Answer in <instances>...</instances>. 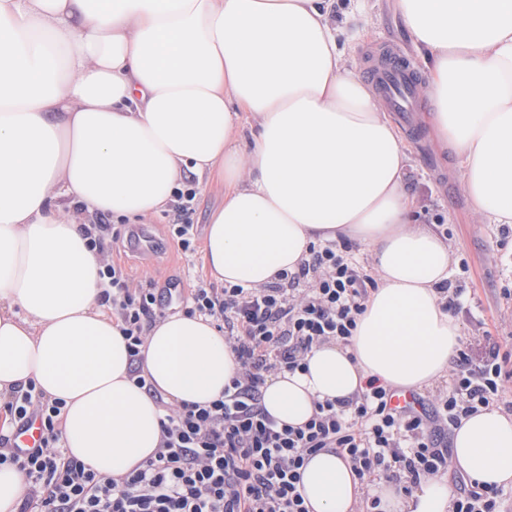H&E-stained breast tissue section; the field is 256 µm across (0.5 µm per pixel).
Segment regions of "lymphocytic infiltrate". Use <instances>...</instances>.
Masks as SVG:
<instances>
[{"instance_id":"1","label":"lymphocytic infiltrate","mask_w":512,"mask_h":512,"mask_svg":"<svg viewBox=\"0 0 512 512\" xmlns=\"http://www.w3.org/2000/svg\"><path fill=\"white\" fill-rule=\"evenodd\" d=\"M199 184L183 180L173 194L168 238L184 255L195 253L192 222ZM349 242L314 245L297 270L262 288L192 289L181 296L185 313L200 314L233 345L238 371L222 398L206 405H165L154 459L129 475L106 478L67 457L59 444L60 401L35 389L0 402L10 429L40 420L41 444L15 448L0 436V466L23 473L18 512H308L298 490L306 457L339 449L367 485L388 479L411 490L421 478L448 467V434L463 417L500 400L512 378V353L492 345L480 357L458 352L446 391L433 402L392 406V388L370 379L362 394L316 403L301 427L280 425L261 405L268 377L303 368L313 345L347 341L376 280L351 261ZM99 275L102 303L111 305L129 341L130 375L145 385L140 347L169 309L170 286L137 282L114 262ZM452 512H501L505 491L466 478L455 482Z\"/></svg>"}]
</instances>
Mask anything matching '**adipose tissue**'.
Instances as JSON below:
<instances>
[{
	"mask_svg": "<svg viewBox=\"0 0 512 512\" xmlns=\"http://www.w3.org/2000/svg\"><path fill=\"white\" fill-rule=\"evenodd\" d=\"M333 2L0 0V395L32 384L63 400L65 453L99 475L153 457L156 396L204 405L238 369L208 318L176 313L141 347V388L100 303L105 258L88 246V217L155 216L189 173L220 172L228 187L204 255L218 281L264 287L310 245L343 238L368 248L378 274L348 342L313 345L306 371L267 379L261 403L279 423L304 425L315 402L355 398L370 378L431 385L457 356L460 325L437 291L451 253L417 221L409 157L339 45ZM397 2L474 212L512 224V0ZM450 467L512 484V413L462 418ZM301 474L309 512H356L362 485L336 449ZM377 493L384 512L452 507L440 474Z\"/></svg>",
	"mask_w": 512,
	"mask_h": 512,
	"instance_id": "1",
	"label": "adipose tissue"
}]
</instances>
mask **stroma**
I'll use <instances>...</instances> for the list:
<instances>
[{"mask_svg":"<svg viewBox=\"0 0 512 512\" xmlns=\"http://www.w3.org/2000/svg\"><path fill=\"white\" fill-rule=\"evenodd\" d=\"M334 19L343 31L346 55L358 72L366 71L372 44L392 42L404 49L420 76H427L426 64L409 37L396 0H343ZM431 110V103H424L422 112L411 117L422 132L417 141L405 143L410 159L405 192L419 223L437 220L448 229V279L463 290L453 311L463 341L477 349L489 340L512 349V234L503 235L501 225L482 223L473 213L455 155L428 122ZM169 221L170 214L165 211L134 225L135 234L151 237L152 250L140 251L137 244L123 240L114 245L112 260L142 282L161 284L175 275L187 290L202 282L212 283L201 253L204 240H197L193 257H185L164 234Z\"/></svg>","mask_w":512,"mask_h":512,"instance_id":"stroma-1","label":"stroma"}]
</instances>
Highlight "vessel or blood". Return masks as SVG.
Here are the masks:
<instances>
[{"mask_svg": "<svg viewBox=\"0 0 512 512\" xmlns=\"http://www.w3.org/2000/svg\"><path fill=\"white\" fill-rule=\"evenodd\" d=\"M367 79L383 97L388 111L402 122H409L412 112L418 111L420 77L399 46L391 44L382 50L377 63L369 69ZM41 438V425L33 421L15 431L13 445L35 448Z\"/></svg>", "mask_w": 512, "mask_h": 512, "instance_id": "b4317fda", "label": "vessel or blood"}]
</instances>
